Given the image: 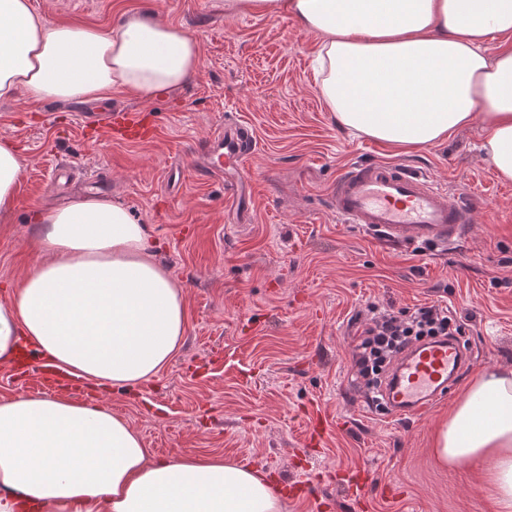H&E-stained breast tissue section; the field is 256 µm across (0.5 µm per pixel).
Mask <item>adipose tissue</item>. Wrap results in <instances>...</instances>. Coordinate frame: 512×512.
<instances>
[{
	"label": "adipose tissue",
	"instance_id": "adipose-tissue-1",
	"mask_svg": "<svg viewBox=\"0 0 512 512\" xmlns=\"http://www.w3.org/2000/svg\"><path fill=\"white\" fill-rule=\"evenodd\" d=\"M225 11L292 18L314 34L318 90L337 123L399 150L429 146L481 119L484 158L512 181V0H225ZM201 66L196 42L150 12L98 30L50 22L30 0H0V99L142 98L182 86ZM0 141V213L22 177ZM49 261L0 303V364L22 347L98 383L157 377L186 331L184 296L121 202L83 195L36 211ZM445 465L481 468L497 512H512V370L472 383L437 435ZM254 469L222 456L154 461L110 410L32 394L0 403V512H285Z\"/></svg>",
	"mask_w": 512,
	"mask_h": 512
}]
</instances>
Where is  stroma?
Masks as SVG:
<instances>
[{"instance_id": "35a3bbf8", "label": "stroma", "mask_w": 512, "mask_h": 512, "mask_svg": "<svg viewBox=\"0 0 512 512\" xmlns=\"http://www.w3.org/2000/svg\"><path fill=\"white\" fill-rule=\"evenodd\" d=\"M49 21L99 30L127 11L153 12L200 49L198 72L145 101L116 89L101 102L0 101V140L24 164L14 210L0 217V301L27 268L48 260L34 246V213L108 185L156 240V260L182 288L183 343L159 377L126 390L89 384L87 399L129 421L152 458L246 456L273 484L309 481L288 512H496L483 471L443 466L442 423L488 369L512 370V183L484 162L480 121L409 152L341 129L316 86V38L287 18L228 14L224 0H32ZM139 111L146 139L117 141L93 116ZM251 128L249 221L222 178L196 165L225 123ZM393 162L433 178L473 210L456 248L389 247L339 223L330 192L350 163ZM440 305L462 326L472 363L430 412L396 420L356 386L350 352L370 305ZM331 427L304 441L314 412ZM373 471L365 510L342 481Z\"/></svg>"}]
</instances>
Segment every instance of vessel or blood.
Segmentation results:
<instances>
[{
    "label": "vessel or blood",
    "instance_id": "vessel-or-blood-1",
    "mask_svg": "<svg viewBox=\"0 0 512 512\" xmlns=\"http://www.w3.org/2000/svg\"><path fill=\"white\" fill-rule=\"evenodd\" d=\"M105 133L134 141L145 126L137 113L104 112ZM248 152L241 128L225 129L209 141L208 170L223 177L233 196L243 194L241 175ZM337 217L387 244H429L448 249L458 245L472 224V212L451 201L429 176L390 163L356 164L343 170L331 192ZM471 361L461 342L444 338L407 349L393 365L382 388L391 417L417 416L447 397Z\"/></svg>",
    "mask_w": 512,
    "mask_h": 512
}]
</instances>
